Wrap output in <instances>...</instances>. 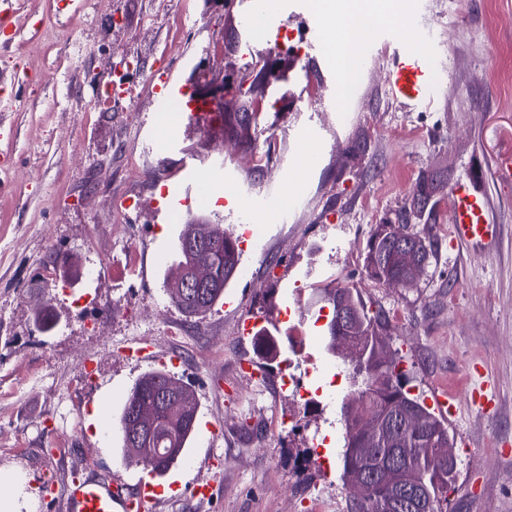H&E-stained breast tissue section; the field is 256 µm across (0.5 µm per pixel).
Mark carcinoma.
I'll return each instance as SVG.
<instances>
[{
  "instance_id": "obj_1",
  "label": "carcinoma",
  "mask_w": 512,
  "mask_h": 512,
  "mask_svg": "<svg viewBox=\"0 0 512 512\" xmlns=\"http://www.w3.org/2000/svg\"><path fill=\"white\" fill-rule=\"evenodd\" d=\"M256 81H251L245 93L238 97L239 111L224 113V137L232 145H241L250 136L252 125L260 113L255 111L258 97L254 96ZM413 206L397 215L396 223L378 224L371 234L368 251L364 258L367 273L376 281L387 284L399 283L407 276L402 256L407 255L418 264L430 262L434 246L428 237H421L410 229L409 215ZM406 232L409 244L397 245L401 232ZM194 236L208 241L205 260L215 268L216 283L208 289L202 303L183 296L179 286L166 281V292L172 303L189 317L205 313L224 296V288L236 275L240 264V251L231 241V235L220 224H186L179 236L175 265L189 268L195 256L184 249L187 238ZM318 300L331 309L345 303L354 311L350 323H341L331 316L326 325L325 349L336 354L338 342L346 336L360 340L367 349L365 364L351 369L350 376L357 386L359 401L364 411L375 416L381 427L378 443L370 447L359 426V418L340 409L344 426L341 451V478L344 483L354 476H363L371 484L370 496L352 498L347 512H385L386 503L399 501L398 512H421L420 505L428 506V512H447L448 485L453 483L454 465L440 454L448 447L447 423L427 407L419 395L411 394L409 372L404 359L382 357L374 352L377 337L375 329H387L389 317L380 308L371 314L358 294L349 288H321ZM277 327H262L255 335V349L260 359L267 362L281 354ZM177 383L175 377L161 371H151L136 381L128 394L118 418V431L124 460L130 465L152 468L159 474L178 465L193 433L195 423L190 417H178L163 403L160 393ZM149 407L154 413L155 424L151 433L140 436L139 442L131 441L135 432L131 420L136 407ZM415 412L426 419L422 429L402 426L400 418Z\"/></svg>"
}]
</instances>
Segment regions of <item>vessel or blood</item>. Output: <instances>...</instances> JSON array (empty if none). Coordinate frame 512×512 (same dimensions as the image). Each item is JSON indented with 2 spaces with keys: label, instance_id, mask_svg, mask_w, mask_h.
I'll list each match as a JSON object with an SVG mask.
<instances>
[{
  "label": "vessel or blood",
  "instance_id": "vessel-or-blood-1",
  "mask_svg": "<svg viewBox=\"0 0 512 512\" xmlns=\"http://www.w3.org/2000/svg\"><path fill=\"white\" fill-rule=\"evenodd\" d=\"M387 55L386 91L390 99L408 112H430L437 108L434 69L430 56L422 42H407L386 35L383 39ZM153 90L159 98L181 97L189 123H197L205 117L203 103L194 98L187 85L181 84L175 70L169 69L152 77ZM452 199L450 214V241L461 247L485 248L493 245L500 227L493 224L489 215L488 201L479 178L464 177L455 180L449 187ZM479 381L474 384L466 399L440 395L436 403L443 414L456 417L460 406H469L482 416H493L497 412L496 399L482 381V368H475ZM178 481L167 485L148 483L129 487L119 480H100L91 477H74L64 493L65 512H152L153 504L162 492L176 493Z\"/></svg>",
  "mask_w": 512,
  "mask_h": 512
}]
</instances>
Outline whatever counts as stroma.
Wrapping results in <instances>:
<instances>
[{
  "instance_id": "obj_1",
  "label": "stroma",
  "mask_w": 512,
  "mask_h": 512,
  "mask_svg": "<svg viewBox=\"0 0 512 512\" xmlns=\"http://www.w3.org/2000/svg\"><path fill=\"white\" fill-rule=\"evenodd\" d=\"M427 35L441 102L432 112L400 111L385 94L381 32L365 46L360 81L337 111L338 75L316 40L330 20L310 0H279L255 31L254 0H0V472L25 475L32 512H61L60 491L73 474L136 484L114 425L142 375L179 359L176 379L197 402L196 427L221 428L213 442L188 444L201 461L222 457L223 470L177 468L182 488L213 479L206 502L162 499L155 512H312L311 495L345 508L351 495L339 470L323 475L307 462L312 438L331 459L343 446L340 408L353 392L345 368L327 354L330 308L317 289H354L391 319L390 348L406 356L410 384L426 401L465 391L467 368L483 366L499 414L469 410L449 421L457 458L448 512H512V184L498 182L493 160L512 148V0H407ZM285 25L311 46L297 59ZM261 73L263 110L252 150L224 142L221 122L187 125L161 109L150 76L176 69L199 97L223 88L224 109L247 63ZM124 65L125 92L106 97L99 75ZM315 134L318 160L288 207L287 219L255 223L259 246L241 264L223 303L187 318L163 291L184 220L202 215L238 233L240 199L280 190L293 173L298 141ZM271 152L277 173L256 169ZM195 158V175L181 172ZM445 182L435 193L434 222L418 219L435 256L417 283L394 288L364 267L376 224L395 219L429 171ZM482 175L500 241L483 250L452 248L447 183ZM207 182L193 207L162 197ZM125 198L123 222L113 204ZM72 256L80 276L63 282L46 260ZM97 269L89 279V269ZM49 305L57 322L40 333L34 309ZM273 320L280 336L300 337L307 365L296 376L311 402L300 407L275 363L254 378L239 369L253 358L241 337L243 314ZM144 341L140 361L126 347ZM282 425L271 426L272 417Z\"/></svg>"
}]
</instances>
